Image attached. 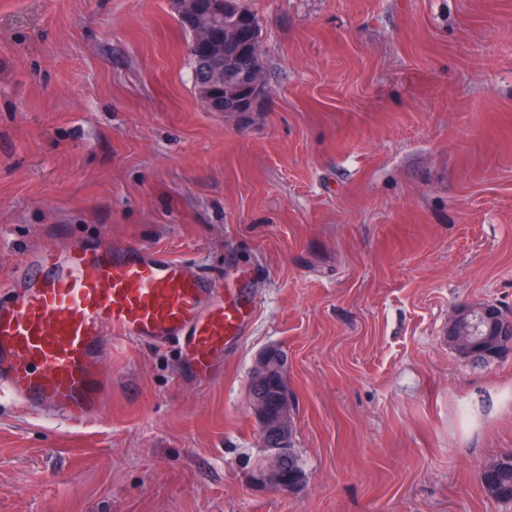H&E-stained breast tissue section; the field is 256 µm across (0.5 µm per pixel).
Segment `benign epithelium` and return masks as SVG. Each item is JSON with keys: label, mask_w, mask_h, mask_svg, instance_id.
Returning a JSON list of instances; mask_svg holds the SVG:
<instances>
[{"label": "benign epithelium", "mask_w": 512, "mask_h": 512, "mask_svg": "<svg viewBox=\"0 0 512 512\" xmlns=\"http://www.w3.org/2000/svg\"><path fill=\"white\" fill-rule=\"evenodd\" d=\"M188 54L198 61V67L208 73L201 102L209 112H252L266 97L268 84L264 72L255 60L263 57L261 40L250 42L249 52L243 53L239 29L224 27V41L212 38L210 30H200L197 39L187 46ZM469 326L476 332L464 352L470 357L493 347L499 352L504 346L512 348V319L505 320L501 308L495 304L464 305L455 312L448 331V340L455 339L460 328ZM282 355L270 350L263 353L255 364L252 383L267 386L274 381L273 360ZM276 408L268 401L250 396V409L259 425L260 436H287L288 423L292 421L290 396L280 393L275 399ZM255 485L282 492H291L299 487L298 479L288 473L286 455L281 448H272L262 459L261 467L252 475Z\"/></svg>", "instance_id": "benign-epithelium-1"}]
</instances>
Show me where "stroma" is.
Listing matches in <instances>:
<instances>
[{
    "mask_svg": "<svg viewBox=\"0 0 512 512\" xmlns=\"http://www.w3.org/2000/svg\"><path fill=\"white\" fill-rule=\"evenodd\" d=\"M268 96L207 112L172 0H0V288L34 249L149 246L247 286L207 385L113 345L102 421L0 401V512H512V0H246ZM286 359L296 492L253 485L248 386ZM501 312L500 307L491 303L461 306L450 323L448 341L455 339L460 328L470 326L476 336H472L464 356L485 352L488 347L494 348L491 352H501L506 345L512 348V319L504 320ZM273 358L283 359L282 355L275 350L266 351L257 359L252 375V385L268 386L269 383L276 381L271 371ZM483 467L491 473L489 482H481L485 492L499 502L512 503V454L490 459Z\"/></svg>",
    "mask_w": 512,
    "mask_h": 512,
    "instance_id": "obj_1",
    "label": "stroma"
}]
</instances>
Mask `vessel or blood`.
Wrapping results in <instances>:
<instances>
[{"instance_id":"b4317fda","label":"vessel or blood","mask_w":512,"mask_h":512,"mask_svg":"<svg viewBox=\"0 0 512 512\" xmlns=\"http://www.w3.org/2000/svg\"><path fill=\"white\" fill-rule=\"evenodd\" d=\"M253 307L158 250L77 240L33 251L0 290V394L56 421L97 422L113 341L175 347L183 375L208 382Z\"/></svg>"}]
</instances>
